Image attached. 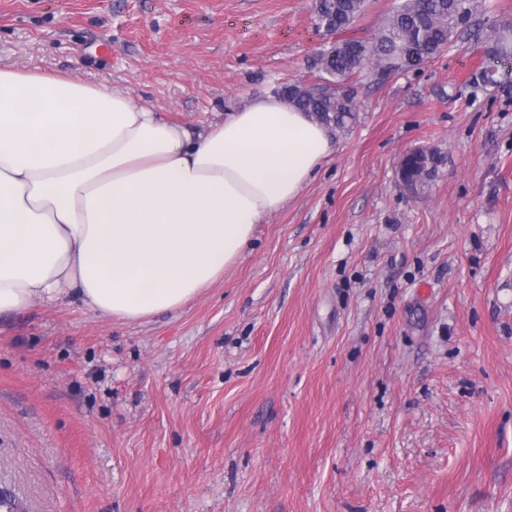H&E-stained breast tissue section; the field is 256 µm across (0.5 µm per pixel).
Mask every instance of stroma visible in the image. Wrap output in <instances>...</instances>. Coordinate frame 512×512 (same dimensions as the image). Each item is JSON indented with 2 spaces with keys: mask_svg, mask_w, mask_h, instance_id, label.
Masks as SVG:
<instances>
[{
  "mask_svg": "<svg viewBox=\"0 0 512 512\" xmlns=\"http://www.w3.org/2000/svg\"><path fill=\"white\" fill-rule=\"evenodd\" d=\"M313 0H0V68L203 130L309 84ZM465 35L356 83L314 179L183 309L0 316V491L24 512H512V71ZM441 156L428 189L402 157Z\"/></svg>",
  "mask_w": 512,
  "mask_h": 512,
  "instance_id": "1",
  "label": "stroma"
}]
</instances>
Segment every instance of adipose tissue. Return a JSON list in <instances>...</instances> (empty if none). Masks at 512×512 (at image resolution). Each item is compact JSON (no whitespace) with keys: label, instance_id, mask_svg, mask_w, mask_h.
I'll list each match as a JSON object with an SVG mask.
<instances>
[{"label":"adipose tissue","instance_id":"obj_1","mask_svg":"<svg viewBox=\"0 0 512 512\" xmlns=\"http://www.w3.org/2000/svg\"><path fill=\"white\" fill-rule=\"evenodd\" d=\"M334 151L274 95L196 134L103 83L0 69V314L69 295L121 321L179 310Z\"/></svg>","mask_w":512,"mask_h":512}]
</instances>
